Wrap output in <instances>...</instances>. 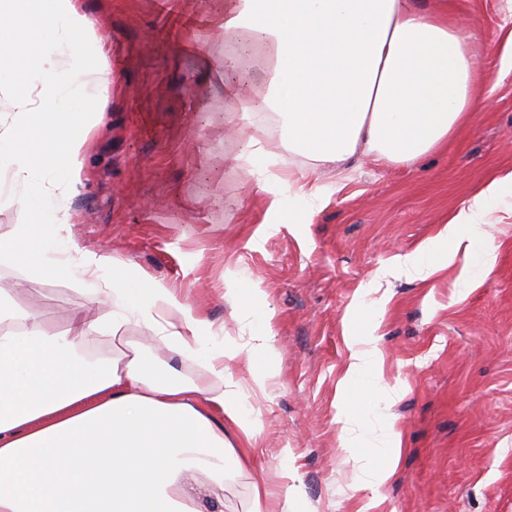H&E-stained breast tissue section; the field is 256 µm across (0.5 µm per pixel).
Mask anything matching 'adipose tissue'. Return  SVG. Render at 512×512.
I'll list each match as a JSON object with an SVG mask.
<instances>
[{
	"instance_id": "1",
	"label": "adipose tissue",
	"mask_w": 512,
	"mask_h": 512,
	"mask_svg": "<svg viewBox=\"0 0 512 512\" xmlns=\"http://www.w3.org/2000/svg\"><path fill=\"white\" fill-rule=\"evenodd\" d=\"M97 22L76 0H0V178L26 188L32 214L0 261L30 277L84 285L112 309V329L143 328L148 343L200 361L208 380L184 385L140 355L86 361L99 327L51 330L0 283V512H201L192 489L224 486L227 465H243L258 433L253 409L227 363L236 350L215 336L172 288L133 274L132 262L88 251L68 236L66 195L81 184L88 113L106 111L108 50L88 51ZM224 158L249 166L268 200L266 224H303L300 203L325 193L317 166L344 167L363 155L411 165L445 145L480 102L484 78L447 10L421 0H226ZM265 75L244 83L248 72ZM274 113L289 153L309 162L296 179L270 175L259 113ZM512 188V170L493 179L443 226L427 253L397 256L404 273L428 278L455 262L452 246L486 203ZM376 346H350L338 418L342 446L360 481L394 475L401 435L384 422L371 442L351 438L366 392L393 400ZM276 498L253 484L250 512H316L299 486Z\"/></svg>"
}]
</instances>
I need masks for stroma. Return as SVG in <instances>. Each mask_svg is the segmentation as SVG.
<instances>
[{
	"instance_id": "obj_1",
	"label": "stroma",
	"mask_w": 512,
	"mask_h": 512,
	"mask_svg": "<svg viewBox=\"0 0 512 512\" xmlns=\"http://www.w3.org/2000/svg\"><path fill=\"white\" fill-rule=\"evenodd\" d=\"M79 5L112 44L115 79L69 196L70 234L177 288L238 349L230 368L260 431L244 470H226L224 512H247L254 482L279 491L285 448L317 512H512V192L492 198L480 221L497 247L492 268L474 256L425 281L391 268L512 170V55L503 47L512 0H448L487 81L484 106L446 146L414 167L366 156L327 166V195L306 203L308 223L271 226L247 169L224 160V0ZM1 279L20 283L18 303L57 330L112 323L111 309L75 284L32 279L10 263H0ZM248 280L260 294L232 312L224 292ZM266 315L279 355L260 392L249 332ZM353 332L375 334L383 381L401 389L384 412L401 434L400 459L379 487L360 484L336 422ZM122 334L89 344L86 356L137 353L173 367L177 381L205 378L201 363L143 346L137 326Z\"/></svg>"
}]
</instances>
